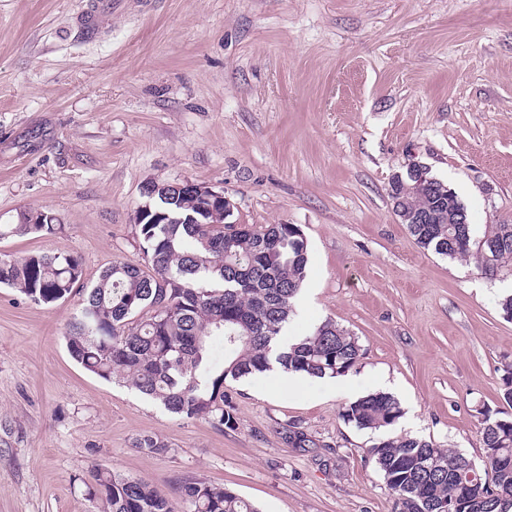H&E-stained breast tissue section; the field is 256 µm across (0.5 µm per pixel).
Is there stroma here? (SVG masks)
Returning a JSON list of instances; mask_svg holds the SVG:
<instances>
[{
  "instance_id": "35a3bbf8",
  "label": "stroma",
  "mask_w": 512,
  "mask_h": 512,
  "mask_svg": "<svg viewBox=\"0 0 512 512\" xmlns=\"http://www.w3.org/2000/svg\"><path fill=\"white\" fill-rule=\"evenodd\" d=\"M0 0V224L52 213L49 236L0 254L77 256L84 286L144 263L134 221L150 182L224 191L240 224H295L307 306L357 337L348 386L227 380L228 430L184 419L74 361L81 294L49 304L0 286V512H103L97 468L178 500L201 476L260 512H399L343 416L360 396L401 404V435L477 461L486 417L512 418V264L419 247L389 197L414 164L454 192L476 235L512 224V0ZM310 444L294 448L288 430ZM157 436L155 455L137 439Z\"/></svg>"
}]
</instances>
